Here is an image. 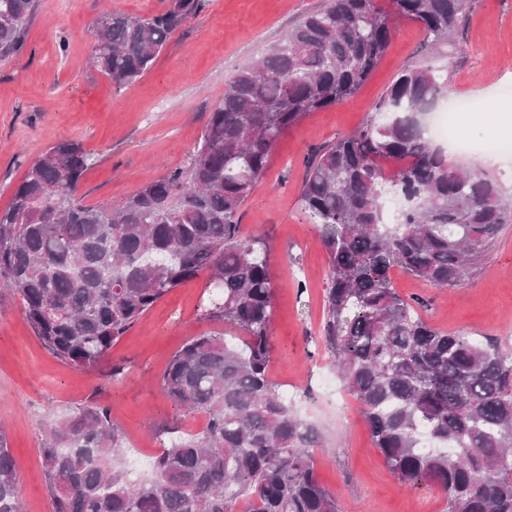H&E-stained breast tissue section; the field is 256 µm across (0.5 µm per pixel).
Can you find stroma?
Masks as SVG:
<instances>
[{"label":"stroma","mask_w":512,"mask_h":512,"mask_svg":"<svg viewBox=\"0 0 512 512\" xmlns=\"http://www.w3.org/2000/svg\"><path fill=\"white\" fill-rule=\"evenodd\" d=\"M168 0H38L27 47L0 60V209L28 167L60 140L81 142L92 155L78 194L88 204L117 203L146 182L187 167L209 113L227 82L324 0H208L171 35L152 69L118 89L90 64L96 22L104 13L148 17ZM418 24L396 23L390 46L353 97L308 115L277 141L270 164L240 208L244 234L270 244L274 304L270 376L318 431L316 472L340 512H445L433 485L401 483L375 447L357 403L343 390L320 336L328 265L314 225L298 208L311 151L380 120L375 106L396 75L431 66L448 76L453 98L470 102L457 128L467 143L512 140V100L485 111L512 80V0H469L462 31L432 53ZM486 97L470 93L473 85ZM405 299L423 303L436 328L512 348V223L469 277L440 288L394 268ZM206 276L173 289L113 346L109 359L124 378L88 372L50 354L30 328L20 300L0 286V430L19 467L25 512H52L39 455L42 435L71 408L97 402L127 437V463L154 456L150 428L175 425L198 432L203 415L168 399L160 377L189 337L212 329L203 313ZM305 293H298V284Z\"/></svg>","instance_id":"35a3bbf8"}]
</instances>
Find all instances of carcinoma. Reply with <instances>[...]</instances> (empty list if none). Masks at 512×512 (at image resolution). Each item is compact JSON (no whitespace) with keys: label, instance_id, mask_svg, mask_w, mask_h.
I'll list each match as a JSON object with an SVG mask.
<instances>
[{"label":"carcinoma","instance_id":"1","mask_svg":"<svg viewBox=\"0 0 512 512\" xmlns=\"http://www.w3.org/2000/svg\"><path fill=\"white\" fill-rule=\"evenodd\" d=\"M325 0L227 83L188 167L117 205L77 195L90 154L52 144L0 211V285L17 295L41 344L96 371L166 294L206 273L205 318L240 332L186 340L161 378L166 396L206 414L198 433L164 431L149 477L123 466L125 435L102 406L75 407L42 436L53 512H339L314 466L318 432L270 377L274 303L269 246L238 211L279 136L354 96L389 47L391 20L420 24L431 46L463 27L466 0ZM36 0H0V60L17 57ZM204 0H170L149 17L106 14L93 65L118 88L153 66ZM448 76L408 67L375 110L377 126L315 149L298 204L328 263L323 336L344 389L402 483L439 489L446 512H512V350L429 323L389 270L438 287L467 277L512 218V194L462 170L423 117ZM411 196L395 221L381 199ZM18 464L0 430V512H22Z\"/></svg>","mask_w":512,"mask_h":512}]
</instances>
